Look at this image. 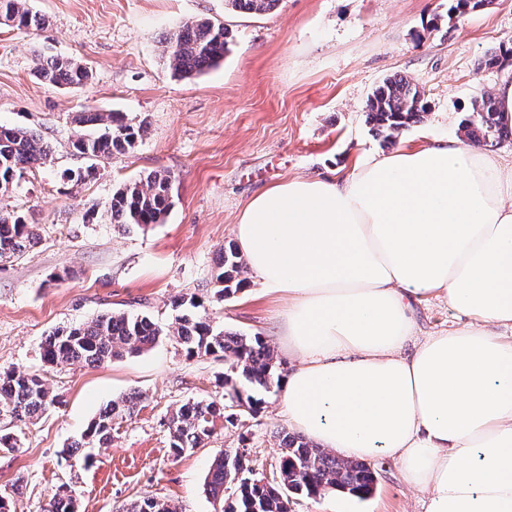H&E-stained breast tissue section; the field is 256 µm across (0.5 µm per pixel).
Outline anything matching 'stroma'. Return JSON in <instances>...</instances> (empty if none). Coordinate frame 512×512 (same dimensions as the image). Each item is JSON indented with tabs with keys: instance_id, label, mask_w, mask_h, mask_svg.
Returning <instances> with one entry per match:
<instances>
[{
	"instance_id": "35a3bbf8",
	"label": "stroma",
	"mask_w": 512,
	"mask_h": 512,
	"mask_svg": "<svg viewBox=\"0 0 512 512\" xmlns=\"http://www.w3.org/2000/svg\"><path fill=\"white\" fill-rule=\"evenodd\" d=\"M27 5L45 25L34 32L0 25V125L40 132L54 154L0 198V210L26 213L37 232L25 254L0 259V370L41 375L56 402L24 424L0 412V434L17 440L16 450H0V494L11 512H43L63 486L77 512H118L143 496L180 512H213L205 479L217 454L243 447L257 473L275 470L278 434L289 428L279 389L265 394L258 416L217 426L206 447L176 458L168 420L187 401L223 399V355L189 358L165 338L97 367L51 366L40 355L45 338L103 313H142L165 324L172 301L193 292L217 324L263 336L288 372L293 362L279 349L282 297L254 281L231 299L218 295L213 273L239 214L289 178L331 177L354 157L419 144L427 134L462 135L474 98L503 77L478 63L512 39V0H491L462 19L449 16V0H281L263 14L235 11L226 0ZM200 18L223 24L234 40L219 66L173 77L163 40ZM39 53L77 60L90 82L71 90L42 83L32 73ZM396 75L419 86L427 111L392 145L372 134L365 105ZM85 110L122 113L145 122L146 132L131 154L97 161L96 175L75 183L65 172L84 161L72 153L81 132L72 117ZM152 171L172 178L169 212L161 223L119 231L113 192ZM412 317L421 336L458 321L438 299L414 304ZM133 390L142 403L108 446H89L92 465L68 457L99 410ZM370 466L369 498L298 497L292 512H424V492L406 484L396 461Z\"/></svg>"
}]
</instances>
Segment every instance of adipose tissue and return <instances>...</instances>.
<instances>
[{
	"label": "adipose tissue",
	"mask_w": 512,
	"mask_h": 512,
	"mask_svg": "<svg viewBox=\"0 0 512 512\" xmlns=\"http://www.w3.org/2000/svg\"><path fill=\"white\" fill-rule=\"evenodd\" d=\"M234 234L286 301L289 424L341 458L396 460L426 512H512V166L434 138L274 184ZM427 297L459 324L417 335Z\"/></svg>",
	"instance_id": "1"
}]
</instances>
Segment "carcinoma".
Instances as JSON below:
<instances>
[{"mask_svg": "<svg viewBox=\"0 0 512 512\" xmlns=\"http://www.w3.org/2000/svg\"><path fill=\"white\" fill-rule=\"evenodd\" d=\"M281 0H228L235 10L245 13H266ZM44 18L26 6V0H0V25L17 29L37 30ZM229 30L222 24L206 19L187 21L165 37L166 65L171 73L189 78L218 65L227 51ZM507 41L499 43L479 69L507 66L511 54L504 52ZM35 76L50 85L79 88L87 84L90 72L71 58L37 55ZM426 106L423 92L403 77L386 79L368 98L366 112L373 131L391 143L410 125L423 117ZM80 126H101L98 135L83 134L72 141L77 157L90 162L123 156L134 150L142 139L146 123L125 121L118 112L85 111L75 116ZM463 130L477 144H487L512 134L496 120L495 101L483 94L471 104V115ZM53 146L39 133L22 126H0V196L13 192L11 185L27 171L47 161ZM171 176L160 171L120 186L112 195V223L127 230L131 227L159 223L171 206L169 194ZM35 240V225L15 211H0V259L26 252ZM243 260L237 247L230 245L221 251L216 282L222 284L220 296L230 299L244 290L241 278ZM202 303L194 293L174 300L173 320L162 325L148 315H100L95 320L75 327L59 329L42 344V360L48 365L82 362L99 366L126 355L140 353L155 346L162 338L177 342L190 358L216 353L224 354L229 373L224 385L229 394L238 397L254 417L260 414L262 394L279 384L277 362L265 339L226 331L214 325L213 319L197 309ZM138 391L112 401L90 424L82 441L67 448L76 454L95 442L106 444L118 422L132 416L142 401ZM55 398L50 395L42 378L36 373L8 371L0 373V410L26 421L43 413ZM235 427L238 414L227 412L226 406L215 401H195L181 405L172 414L168 428L171 450L179 457L200 447L212 436L216 420ZM279 481L264 483L254 477L249 460L233 454L216 456L211 465L207 491L214 512H291V498L305 496L315 499L329 490L356 498L370 496L375 475L363 460H344L310 442L299 434L285 433L279 442ZM44 512H76L75 499L63 489L49 499ZM122 512H178L167 501L154 497L134 500L122 507Z\"/></svg>", "mask_w": 512, "mask_h": 512, "instance_id": "cac0c4a2", "label": "carcinoma"}]
</instances>
